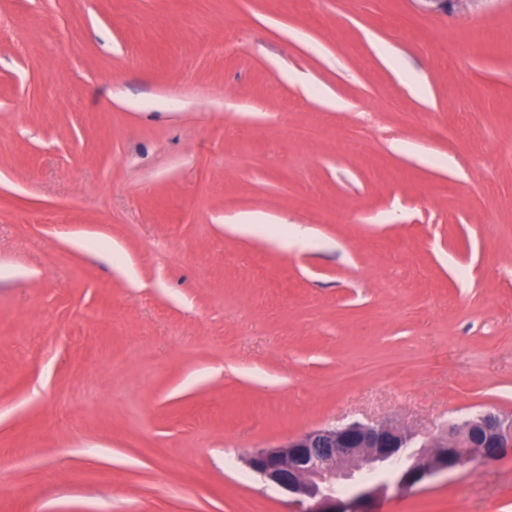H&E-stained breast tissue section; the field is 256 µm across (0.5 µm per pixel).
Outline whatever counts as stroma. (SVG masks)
Masks as SVG:
<instances>
[{
	"label": "stroma",
	"instance_id": "stroma-1",
	"mask_svg": "<svg viewBox=\"0 0 512 512\" xmlns=\"http://www.w3.org/2000/svg\"><path fill=\"white\" fill-rule=\"evenodd\" d=\"M2 20L0 512H298L247 454L512 416V0ZM366 508L512 512V456Z\"/></svg>",
	"mask_w": 512,
	"mask_h": 512
}]
</instances>
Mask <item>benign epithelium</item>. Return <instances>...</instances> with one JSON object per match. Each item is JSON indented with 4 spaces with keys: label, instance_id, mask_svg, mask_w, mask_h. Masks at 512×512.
Returning <instances> with one entry per match:
<instances>
[{
    "label": "benign epithelium",
    "instance_id": "obj_1",
    "mask_svg": "<svg viewBox=\"0 0 512 512\" xmlns=\"http://www.w3.org/2000/svg\"><path fill=\"white\" fill-rule=\"evenodd\" d=\"M414 439L391 425L353 422L257 450L247 464L291 495L300 512H363L362 504L391 490L410 491L439 472L512 456V418L479 413L411 452Z\"/></svg>",
    "mask_w": 512,
    "mask_h": 512
}]
</instances>
